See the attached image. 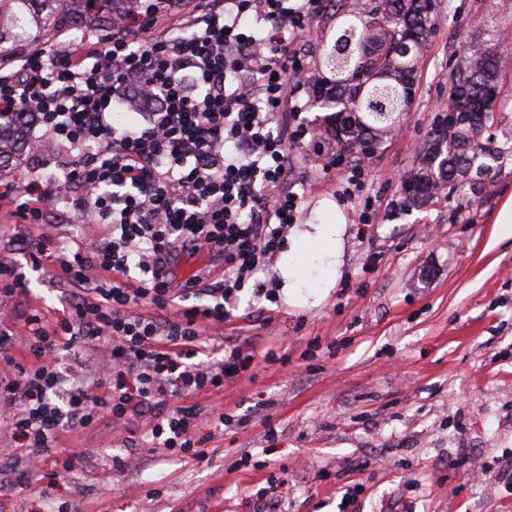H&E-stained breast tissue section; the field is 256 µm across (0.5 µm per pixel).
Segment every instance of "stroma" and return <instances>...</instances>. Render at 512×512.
I'll return each instance as SVG.
<instances>
[{"instance_id": "35a3bbf8", "label": "stroma", "mask_w": 512, "mask_h": 512, "mask_svg": "<svg viewBox=\"0 0 512 512\" xmlns=\"http://www.w3.org/2000/svg\"><path fill=\"white\" fill-rule=\"evenodd\" d=\"M431 15L399 130L362 159L326 138L340 166L361 161L358 198L339 196L337 169L301 166L296 220L262 278L282 287L299 232L338 214L341 262L299 276L298 298L271 309L241 300L225 328L245 358L239 378L184 400L200 409L205 461L151 452L128 423L94 425L62 436L72 471L50 487L0 437V484H30L21 498L0 492V512H254L259 490L280 512H512V238L493 224L512 198V68L495 104L501 159L477 193L445 191L419 210L400 193L461 56L493 47L512 61V0H433ZM367 208L377 220L363 228ZM27 278L14 322L32 307L57 320L68 281L49 266ZM223 412L243 426L227 431Z\"/></svg>"}]
</instances>
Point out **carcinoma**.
<instances>
[{
    "mask_svg": "<svg viewBox=\"0 0 512 512\" xmlns=\"http://www.w3.org/2000/svg\"><path fill=\"white\" fill-rule=\"evenodd\" d=\"M128 4L129 0H0V52L7 50L5 42L18 35L28 36L32 29L34 42L62 25L78 41L87 30L111 23L112 14L125 10ZM366 23L371 27L351 47L360 59L359 68L351 67L329 80L316 75L308 79L315 101L329 112L325 133L346 152L361 141L377 146L392 133V124L379 111L364 108L355 112L348 105L364 94L372 100H383L390 110L405 91H413L416 63L420 51L427 48L432 30L427 0H378L363 14L336 9V30L330 42H338L347 31ZM405 35L417 48L415 58L408 62L395 52V42ZM503 76L500 56L494 50L463 57L451 72L448 107L459 113L458 122L431 135L427 147L417 156L405 177L406 208L427 206L445 184L461 188L465 173L480 168L473 164L477 155L496 154L494 148L473 140L472 118L493 111ZM26 118L22 112L0 114V166L23 140Z\"/></svg>",
    "mask_w": 512,
    "mask_h": 512,
    "instance_id": "1",
    "label": "carcinoma"
}]
</instances>
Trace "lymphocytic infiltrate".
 Wrapping results in <instances>:
<instances>
[{"label": "lymphocytic infiltrate", "mask_w": 512, "mask_h": 512, "mask_svg": "<svg viewBox=\"0 0 512 512\" xmlns=\"http://www.w3.org/2000/svg\"><path fill=\"white\" fill-rule=\"evenodd\" d=\"M321 9L322 0H130L108 35L0 56V112L30 113L52 144L15 186L9 216L39 231L32 266L49 262L75 288L60 323L35 309L24 336L0 327L4 428L17 451L47 463L49 482L69 470L53 450L78 427L132 420L153 452L196 456L198 408L170 402L239 377L232 341L222 359L200 361L204 335L230 322L243 294L277 300L259 275L299 205L291 148L315 138L288 106ZM123 100L137 103V124L114 125ZM50 202L75 223L106 225V237L87 245L43 231ZM202 251L222 266L178 285L173 268ZM203 293L209 303H198ZM81 337L102 344L103 378L57 365Z\"/></svg>", "instance_id": "1"}]
</instances>
